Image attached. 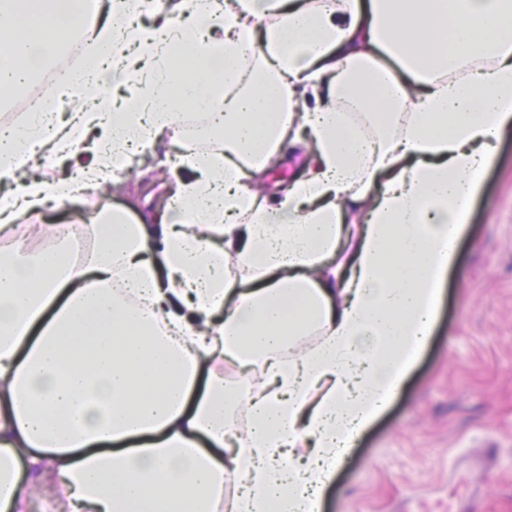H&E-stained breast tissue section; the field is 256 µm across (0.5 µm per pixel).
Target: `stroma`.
I'll return each mask as SVG.
<instances>
[{
    "label": "stroma",
    "instance_id": "1",
    "mask_svg": "<svg viewBox=\"0 0 512 512\" xmlns=\"http://www.w3.org/2000/svg\"><path fill=\"white\" fill-rule=\"evenodd\" d=\"M180 149L141 157L103 198L163 202ZM323 512H512V128L459 243L434 332L388 411L340 460Z\"/></svg>",
    "mask_w": 512,
    "mask_h": 512
}]
</instances>
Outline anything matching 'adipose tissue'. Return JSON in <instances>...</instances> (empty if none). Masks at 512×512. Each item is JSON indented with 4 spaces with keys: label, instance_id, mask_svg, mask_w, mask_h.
I'll use <instances>...</instances> for the list:
<instances>
[{
    "label": "adipose tissue",
    "instance_id": "ef3b65f1",
    "mask_svg": "<svg viewBox=\"0 0 512 512\" xmlns=\"http://www.w3.org/2000/svg\"><path fill=\"white\" fill-rule=\"evenodd\" d=\"M96 18L87 0H0V90L28 87L78 28L91 49L56 95L111 66L144 85L121 109L0 129L15 184L0 226L116 182L130 146L166 136L181 152L161 210L100 203L87 260L0 247V512H28L46 477L43 512H214L228 480L233 512H321L335 458L432 334L512 124V0H175L156 27L111 0ZM186 109L211 114L223 148L183 140ZM92 129L112 165L24 172L32 141L57 163ZM295 153L287 194L261 196ZM117 270L135 305L113 295ZM219 363L267 385H227Z\"/></svg>",
    "mask_w": 512,
    "mask_h": 512
}]
</instances>
